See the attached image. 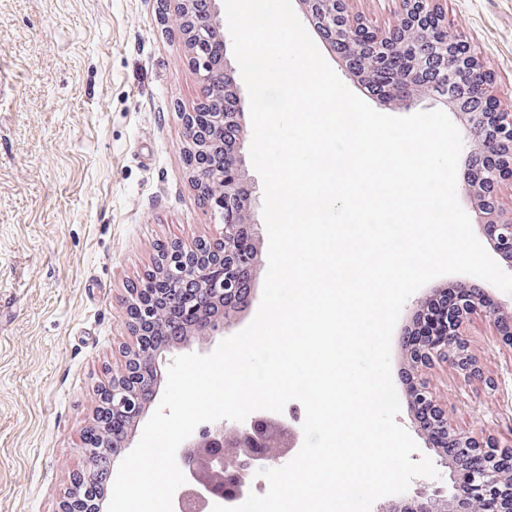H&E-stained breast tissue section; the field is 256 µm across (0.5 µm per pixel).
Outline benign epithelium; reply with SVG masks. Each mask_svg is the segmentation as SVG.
I'll return each instance as SVG.
<instances>
[{
  "instance_id": "1",
  "label": "benign epithelium",
  "mask_w": 512,
  "mask_h": 512,
  "mask_svg": "<svg viewBox=\"0 0 512 512\" xmlns=\"http://www.w3.org/2000/svg\"><path fill=\"white\" fill-rule=\"evenodd\" d=\"M177 17L188 33L192 52L191 61L202 83V99L196 111L183 114L184 126L191 145L189 159L193 168L194 184L202 199L210 204L211 213L222 207L224 224L216 236L185 246L173 244L176 255L183 262V276L196 288V296L205 300L213 309L239 301L249 302L250 272L252 263L243 253L249 247L241 236L244 229L256 224L251 207L254 187L239 186L237 171L243 165L240 153L224 159V170L213 165L193 162L205 159L223 147V137H230L237 147L245 142L247 130L239 123L237 112H226L224 107L211 106L213 99L208 89L216 84H236L235 69L224 60L214 61L203 55L196 46L211 38L225 43L223 32L224 0H210L207 15L194 17L191 8L195 0H175ZM306 14L314 29L329 48L341 56L348 53L353 43H364L373 50V59H357L355 67L377 72L389 60V44L393 37L403 34L407 25H415L427 32V21L436 15L431 0H401L402 9L397 24L378 31L355 19L347 10L346 0H302ZM439 53L448 58V67L434 69L432 57L417 56V74L442 84L448 94L443 100L450 111L466 116L468 169L461 191L476 205L483 215V224L490 227V239L495 254L512 259V206L504 207L501 189L512 185V113L499 109V100L489 92L490 72L466 47L454 37H443L434 43ZM403 80L393 75L387 88L364 85L368 93L382 101L403 90ZM476 87L483 91L480 104H466L468 92ZM198 112L214 113L209 126L196 124ZM210 247L217 254V262L224 264V280H212L211 271L199 262V249ZM450 322L445 337L412 352L414 366H431L434 363L450 365L469 381H485L477 358L470 350L467 323L475 315L489 318L495 335L500 341L512 345V330L502 326L504 308L492 295V284L486 283L474 291L462 285L451 295ZM158 347L132 349L127 352L124 368L112 375V384L100 390L99 409L118 410L138 425L148 412L158 394L162 371ZM141 369L150 374V396L142 401L125 394L132 372ZM415 394L432 413V424L415 421V427L428 433L436 453L448 460V483L421 479L417 481L414 495L405 498L409 512H485L488 503L500 500L512 492V448H499L491 440L473 432H461L448 426L446 412L438 406L425 386L416 387ZM86 441L102 454L112 453L116 444L107 434L103 418L83 431ZM176 461L186 482L177 495L178 512H212L215 504L237 506L254 491L257 472L285 465V454L267 444L257 417L250 416L243 422L221 420L207 423L199 432L185 440L177 450Z\"/></svg>"
}]
</instances>
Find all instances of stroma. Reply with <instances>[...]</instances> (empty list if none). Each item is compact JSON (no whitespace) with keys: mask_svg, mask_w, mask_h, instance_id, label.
Wrapping results in <instances>:
<instances>
[{"mask_svg":"<svg viewBox=\"0 0 512 512\" xmlns=\"http://www.w3.org/2000/svg\"><path fill=\"white\" fill-rule=\"evenodd\" d=\"M512 113V0H433ZM200 97L173 0H0V512H59L87 464L97 391L134 341L127 301L159 244L216 226L191 178L183 113ZM492 385L410 368L449 422L512 448V347L470 325Z\"/></svg>","mask_w":512,"mask_h":512,"instance_id":"obj_1","label":"stroma"}]
</instances>
